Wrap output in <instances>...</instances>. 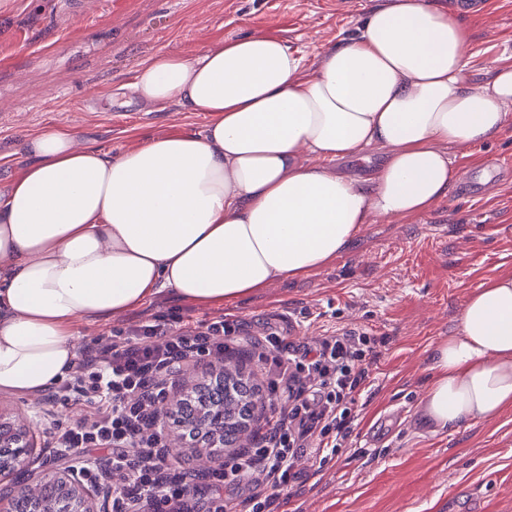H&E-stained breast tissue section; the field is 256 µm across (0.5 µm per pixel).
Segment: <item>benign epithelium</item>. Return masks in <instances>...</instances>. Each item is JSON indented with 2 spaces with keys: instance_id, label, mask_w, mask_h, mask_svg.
Returning <instances> with one entry per match:
<instances>
[{
  "instance_id": "7a95c632",
  "label": "benign epithelium",
  "mask_w": 512,
  "mask_h": 512,
  "mask_svg": "<svg viewBox=\"0 0 512 512\" xmlns=\"http://www.w3.org/2000/svg\"><path fill=\"white\" fill-rule=\"evenodd\" d=\"M164 413L176 419L180 430L198 434L195 447L203 449L210 462L224 456V368L205 373L193 384L183 383ZM39 432L32 419H11L0 411V479L15 478V490L0 497V512H16V502L29 504L27 512H108L112 486L87 483L75 467L55 472L47 481L54 494L44 499L30 495L21 475L39 458Z\"/></svg>"
}]
</instances>
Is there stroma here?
<instances>
[{"mask_svg": "<svg viewBox=\"0 0 512 512\" xmlns=\"http://www.w3.org/2000/svg\"><path fill=\"white\" fill-rule=\"evenodd\" d=\"M385 0H95L73 12L66 0H8L0 7V189L11 180L25 137L72 127L106 152L149 135L198 132L204 112L155 110L130 95L113 99L154 53H184L261 31L288 39L317 62ZM469 33L467 82L478 87L512 66V0H486L461 17ZM456 177L481 182L489 165L512 161V127L498 139L456 145ZM512 273V171L480 199L450 190L413 220L366 225L333 264L227 306H198L163 293L104 324L79 323L77 347L109 346L116 331L164 317L216 316L242 325L246 341L292 328L317 343L353 328L375 341L377 358L358 403V425L342 448L280 512H512V409L460 430L430 434L418 418L431 346L457 329L459 311L487 278ZM44 397L0 394V409L34 413L41 440L56 421L84 416L79 403L47 415Z\"/></svg>", "mask_w": 512, "mask_h": 512, "instance_id": "obj_1", "label": "stroma"}]
</instances>
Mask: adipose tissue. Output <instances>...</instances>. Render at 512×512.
Instances as JSON below:
<instances>
[{
	"mask_svg": "<svg viewBox=\"0 0 512 512\" xmlns=\"http://www.w3.org/2000/svg\"><path fill=\"white\" fill-rule=\"evenodd\" d=\"M467 45L432 0H388L314 69L263 32L150 56L132 94L209 113L199 132L115 154L61 128L25 140L0 196V393L36 397L62 380L77 322L164 291L230 305L334 262L363 225L427 213L454 180L449 145L512 125V67L470 87ZM374 146L386 154L365 176L329 167ZM427 363L429 433L512 408V274L469 295Z\"/></svg>",
	"mask_w": 512,
	"mask_h": 512,
	"instance_id": "ef3b65f1",
	"label": "adipose tissue"
}]
</instances>
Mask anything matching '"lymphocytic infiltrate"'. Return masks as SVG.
<instances>
[{
    "mask_svg": "<svg viewBox=\"0 0 512 512\" xmlns=\"http://www.w3.org/2000/svg\"><path fill=\"white\" fill-rule=\"evenodd\" d=\"M238 346L237 328L220 316L195 325L158 318L135 325L109 347L85 345L69 377L48 397L53 405L86 407L81 420L57 425L56 448L91 482L101 474L88 451L111 450L113 470L125 474L113 487L112 512H193L191 484L172 474L163 450L160 418L183 362L220 359ZM249 356L266 373L270 412L251 447L208 471L214 512H232L220 495L232 482L251 485L250 512H279L280 491L297 492L304 482L299 457H310L318 472L337 456L357 425V399L376 352L374 339L349 329L314 346L278 332L253 341Z\"/></svg>",
    "mask_w": 512,
    "mask_h": 512,
    "instance_id": "1",
    "label": "lymphocytic infiltrate"
}]
</instances>
